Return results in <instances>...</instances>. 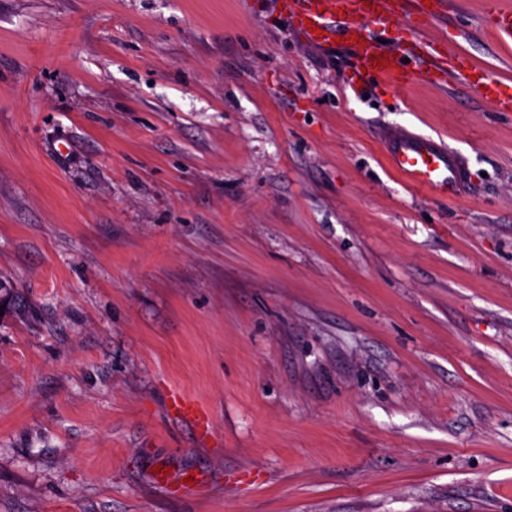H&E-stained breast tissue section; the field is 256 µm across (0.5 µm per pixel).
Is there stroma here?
Masks as SVG:
<instances>
[{
    "mask_svg": "<svg viewBox=\"0 0 512 512\" xmlns=\"http://www.w3.org/2000/svg\"><path fill=\"white\" fill-rule=\"evenodd\" d=\"M485 2L428 35L512 84ZM0 284V512H512V112L275 0H0ZM385 150L392 167L415 187L454 197L470 188L467 168L442 143L411 133H388ZM171 408L175 414L191 423L201 441L210 434L211 424L208 415L192 401L175 393L171 397Z\"/></svg>",
    "mask_w": 512,
    "mask_h": 512,
    "instance_id": "1",
    "label": "stroma"
}]
</instances>
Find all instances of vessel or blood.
<instances>
[{
	"label": "vessel or blood",
	"mask_w": 512,
	"mask_h": 512,
	"mask_svg": "<svg viewBox=\"0 0 512 512\" xmlns=\"http://www.w3.org/2000/svg\"><path fill=\"white\" fill-rule=\"evenodd\" d=\"M455 0H279L282 13L305 43L332 47L335 38H346L352 81L369 80L405 88L418 80L443 87L456 83L493 105L495 111L512 112V85L489 72H477L463 53L438 47L424 36L430 26L447 19ZM494 17L492 29L501 42L512 41V9L499 0H487ZM406 22L396 47L384 46L376 30ZM387 58L384 67L372 60ZM385 150L392 167L413 186L439 196H460L471 181L463 162L435 140L411 133H389ZM175 414L189 421L199 439L211 432L205 411L185 397H171Z\"/></svg>",
	"instance_id": "1"
}]
</instances>
